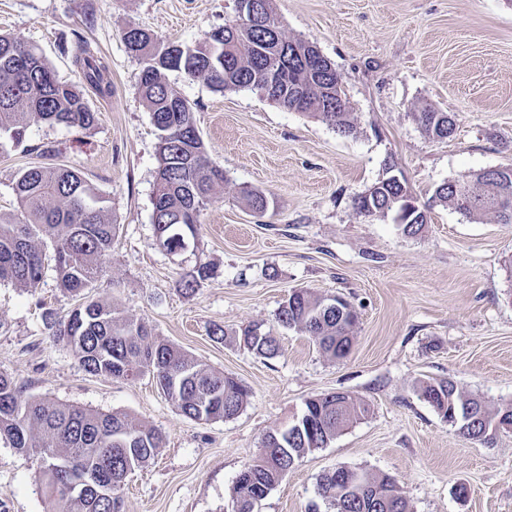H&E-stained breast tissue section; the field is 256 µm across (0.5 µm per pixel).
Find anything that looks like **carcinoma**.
<instances>
[{"label":"carcinoma","mask_w":512,"mask_h":512,"mask_svg":"<svg viewBox=\"0 0 512 512\" xmlns=\"http://www.w3.org/2000/svg\"><path fill=\"white\" fill-rule=\"evenodd\" d=\"M272 0H261L262 12L249 23L240 16L224 22L192 46L161 43L145 30L130 25L123 39L142 60L138 89L158 131V168L153 199L155 235L180 246L181 238L196 236L200 215L216 187L224 184V170L207 157L197 129L195 110L166 80L165 72L181 71L222 92L249 89L265 92L268 75L287 71L268 94L287 110L307 112L342 137L356 131L343 89L342 77L326 69L312 72L302 61L315 56L302 39L284 40ZM87 83L100 89L105 67L90 53L79 59ZM431 139L450 137L455 120L448 112L425 108L414 113ZM33 121L52 126L91 128L95 113L79 91L59 80L36 48L10 35H0V136L19 144ZM19 212L0 214V280L20 286L38 282L44 273L46 247H51L60 288L81 296L103 271L118 225L112 223L105 200L79 171L35 166L15 183ZM408 193L405 185L383 179L367 195L373 215L387 216ZM433 198L471 220L494 217L512 224V166L496 178L482 173L452 179L435 187ZM211 276L201 265L182 280L193 291ZM328 299L308 289H296L281 306L277 320L311 336L324 354L343 358L351 347L352 323L327 307ZM52 335L69 346L84 370L120 379H136L148 372L187 418L226 420L238 415L247 402V389L235 378L199 362L175 345L153 336L149 326L94 300L78 305L58 322ZM244 342L256 354L272 358L279 343L271 332ZM420 397L443 420L464 419L463 434L482 443L496 438L497 425L512 424V408L489 406L467 395L454 383L434 379L419 385ZM313 431L303 430L294 442L281 446L273 436L262 440V453L237 476L233 486L234 512H254L255 505L284 477L283 468L322 448L350 423L367 415V404L334 393L305 402ZM0 438L18 452L40 460L45 496L62 504V512H122L121 490L127 475L153 459L163 437L155 428L134 422L127 414L102 413L44 400H21V388L0 375ZM108 464L104 480L109 491L99 498L75 497L61 502L60 487L79 478L87 468ZM319 495L335 512H408V504L388 476L359 472V481L346 485L327 472Z\"/></svg>","instance_id":"cac0c4a2"}]
</instances>
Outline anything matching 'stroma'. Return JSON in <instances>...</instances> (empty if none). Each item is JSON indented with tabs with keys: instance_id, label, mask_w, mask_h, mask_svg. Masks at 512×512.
<instances>
[{
	"instance_id": "obj_1",
	"label": "stroma",
	"mask_w": 512,
	"mask_h": 512,
	"mask_svg": "<svg viewBox=\"0 0 512 512\" xmlns=\"http://www.w3.org/2000/svg\"><path fill=\"white\" fill-rule=\"evenodd\" d=\"M273 9L285 36L312 43L341 74L357 131L342 137L250 90L216 92L167 72L225 178L195 241L170 253L152 220L158 132L123 31L133 23L192 45L234 16L235 0H0V33L36 47L96 114L87 130L34 122L23 144L0 139V212L16 210L22 170H79L119 226L91 296L234 377L248 398L234 418L195 421L151 374L86 372L46 327L78 304L51 263L36 284L0 282V374L24 397L122 411L161 432L157 455L125 480L124 512H232L235 479L263 437L333 392L364 400L369 414L299 459L255 512H309L321 477L338 467L390 476L410 512H512V433L492 446L469 439L417 391L448 378L512 406V224L472 221L432 199L444 181L512 165V0H273ZM82 40L105 63L110 92L84 81ZM429 107L454 113L452 137L425 136L413 115ZM393 174L427 208L418 235L356 208ZM249 191L265 194L264 212L247 205ZM202 264L211 278L183 291L182 277ZM298 288L355 310L345 358L278 323ZM254 324L277 337L276 357L243 345ZM50 510L37 460L0 441V512Z\"/></svg>"
}]
</instances>
